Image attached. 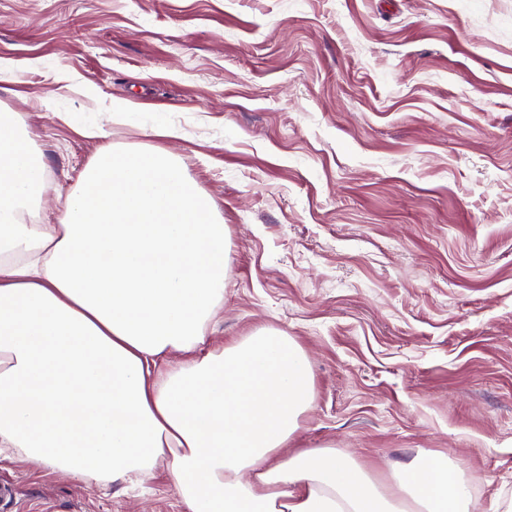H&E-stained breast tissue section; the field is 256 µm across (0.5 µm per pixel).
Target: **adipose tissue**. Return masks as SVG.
I'll return each instance as SVG.
<instances>
[{"instance_id": "obj_1", "label": "adipose tissue", "mask_w": 512, "mask_h": 512, "mask_svg": "<svg viewBox=\"0 0 512 512\" xmlns=\"http://www.w3.org/2000/svg\"><path fill=\"white\" fill-rule=\"evenodd\" d=\"M44 186L39 150L1 112L0 449L110 483L165 469L184 512H472L445 453L379 475L289 448L314 400L309 359L277 329L210 340L228 229L171 153L101 148L62 224L28 219Z\"/></svg>"}]
</instances>
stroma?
<instances>
[{
  "mask_svg": "<svg viewBox=\"0 0 512 512\" xmlns=\"http://www.w3.org/2000/svg\"><path fill=\"white\" fill-rule=\"evenodd\" d=\"M0 109L40 150L43 224L101 147L179 159L229 230L212 338L308 356L291 447L440 451L478 512L512 495V0H0ZM2 482L10 512H181L161 471L7 453Z\"/></svg>",
  "mask_w": 512,
  "mask_h": 512,
  "instance_id": "1",
  "label": "stroma"
}]
</instances>
